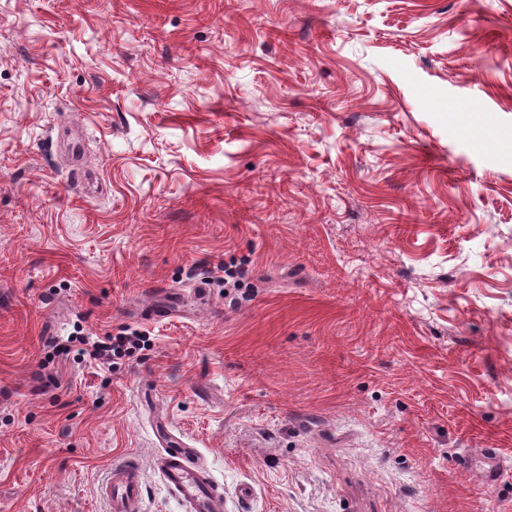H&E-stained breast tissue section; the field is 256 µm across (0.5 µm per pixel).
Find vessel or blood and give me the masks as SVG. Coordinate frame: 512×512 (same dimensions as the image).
Wrapping results in <instances>:
<instances>
[{"mask_svg": "<svg viewBox=\"0 0 512 512\" xmlns=\"http://www.w3.org/2000/svg\"><path fill=\"white\" fill-rule=\"evenodd\" d=\"M158 471L186 512H221L224 495L208 476L197 449L169 442ZM141 486L142 472L136 459L113 466L104 486L112 512H140Z\"/></svg>", "mask_w": 512, "mask_h": 512, "instance_id": "vessel-or-blood-1", "label": "vessel or blood"}]
</instances>
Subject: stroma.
Returning <instances> with one entry per match:
<instances>
[{
	"label": "stroma",
	"instance_id": "35a3bbf8",
	"mask_svg": "<svg viewBox=\"0 0 512 512\" xmlns=\"http://www.w3.org/2000/svg\"><path fill=\"white\" fill-rule=\"evenodd\" d=\"M163 425L224 512H512V0H0V512H183ZM143 337L133 331H121L115 336L106 333L104 336L83 337L79 340L81 347L78 350L83 356L88 355L91 360L110 361L113 356L132 354V350L139 346ZM142 472L136 459L112 467L104 492L113 512H140Z\"/></svg>",
	"mask_w": 512,
	"mask_h": 512
}]
</instances>
